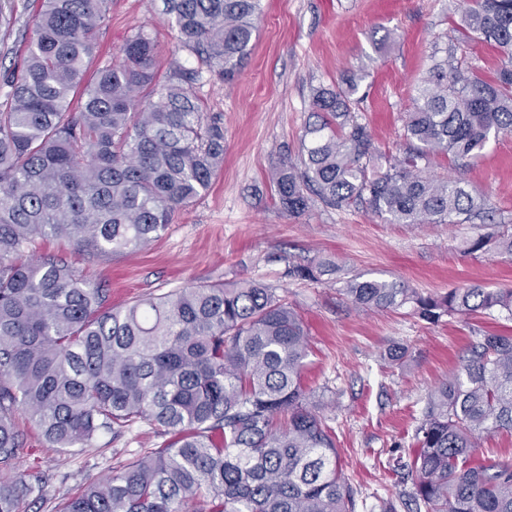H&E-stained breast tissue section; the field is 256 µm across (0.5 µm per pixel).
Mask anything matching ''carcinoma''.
Listing matches in <instances>:
<instances>
[{
    "label": "carcinoma",
    "instance_id": "cac0c4a2",
    "mask_svg": "<svg viewBox=\"0 0 512 512\" xmlns=\"http://www.w3.org/2000/svg\"><path fill=\"white\" fill-rule=\"evenodd\" d=\"M33 2L25 58L0 73V512H19L34 489L14 473L25 452L20 408L60 452L138 423L163 438L54 512H355L336 433L302 381L309 343L286 297L246 281L112 308L101 283L30 255L36 240L59 236L90 255L141 249L210 188L224 123L198 89L206 74L222 81L241 68L260 0H163L176 50L200 63L175 65L163 83L142 28L86 78L109 0ZM460 20L500 52L495 77L436 60L416 87L406 151L385 168L351 112L360 78L316 90L299 162L274 170L284 211L299 215L315 196L338 209L360 203L390 224L487 216L460 180L419 168L430 153L464 163L512 132V0H464ZM468 250L512 256V235L473 238ZM336 271L322 258L288 274L317 282ZM342 291L373 311L411 303L432 322L512 315V289L424 297L355 277ZM498 428L512 429V335L484 331L429 398L409 460L397 461L415 512H512V460L474 456L481 434Z\"/></svg>",
    "mask_w": 512,
    "mask_h": 512
}]
</instances>
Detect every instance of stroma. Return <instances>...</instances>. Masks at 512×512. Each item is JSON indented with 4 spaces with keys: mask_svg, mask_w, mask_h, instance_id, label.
I'll return each mask as SVG.
<instances>
[{
    "mask_svg": "<svg viewBox=\"0 0 512 512\" xmlns=\"http://www.w3.org/2000/svg\"><path fill=\"white\" fill-rule=\"evenodd\" d=\"M459 0H261L251 52L232 81L205 82L199 95L224 122V165L210 190L147 247L90 258L65 239L37 244L84 269L120 307L203 283L262 282L287 296L301 314L310 354L304 385L336 432L344 476L358 492L356 512L390 498L409 512L411 483L392 469L407 452L431 392L456 369L476 330L512 333V315L493 311L467 319L421 320L411 306L395 311L356 307L343 294L348 277L401 282L421 295L478 286L512 289V257L469 253L481 234L512 233V133L490 139L469 167L434 154L424 174L459 178L482 197L495 220L463 224H390L365 206L331 209L313 202L302 215L284 212L272 173L281 158L297 159L312 122L311 95L352 72L361 74L351 110L370 134L379 162L403 153V127L415 85L447 50L448 63L491 77L500 63L489 44L462 35ZM162 0H112L98 35L93 67L111 63L126 38L145 28L159 44L157 77L175 59L173 32ZM319 255L342 267L340 281L313 283L288 275L289 266ZM405 346L404 364L389 365V348ZM26 442L19 470L41 472L42 488L24 496L20 512H54L59 500L116 473L158 438L145 426L98 434L76 454L47 448L26 410L14 418Z\"/></svg>",
    "mask_w": 512,
    "mask_h": 512,
    "instance_id": "stroma-1",
    "label": "stroma"
}]
</instances>
